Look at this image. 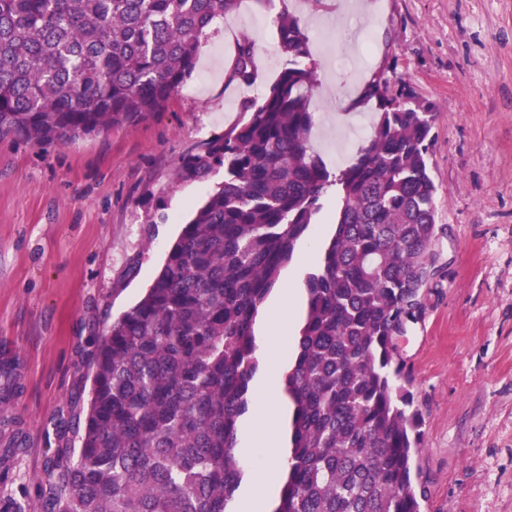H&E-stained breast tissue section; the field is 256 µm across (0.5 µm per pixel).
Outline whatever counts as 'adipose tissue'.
<instances>
[{
    "label": "adipose tissue",
    "instance_id": "obj_1",
    "mask_svg": "<svg viewBox=\"0 0 512 512\" xmlns=\"http://www.w3.org/2000/svg\"><path fill=\"white\" fill-rule=\"evenodd\" d=\"M294 340L292 327L275 323L256 339V356L265 363L266 371L258 381L257 398L246 437V452L238 453L240 464L247 470L251 487L233 502L234 512H271V496L283 483L287 459L280 451V426L284 418L286 399L283 395V377L270 366L272 354L287 357Z\"/></svg>",
    "mask_w": 512,
    "mask_h": 512
}]
</instances>
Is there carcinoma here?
<instances>
[{"label":"carcinoma","mask_w":512,"mask_h":512,"mask_svg":"<svg viewBox=\"0 0 512 512\" xmlns=\"http://www.w3.org/2000/svg\"><path fill=\"white\" fill-rule=\"evenodd\" d=\"M237 0H0V136L66 145L159 111L195 69L200 38ZM287 57L246 119L189 153L179 180L224 182L185 224L144 296L94 341L83 417L55 424L44 512H230L237 447L260 363L255 324L298 241L336 188L335 232L305 280L307 309L284 376L288 471L273 512H421L414 457L422 418L395 385L394 338L434 275L435 112L406 85L374 83L376 121L333 172L310 134L308 37L278 23ZM227 81L258 79L238 42ZM0 512H36L12 496Z\"/></svg>","instance_id":"obj_1"}]
</instances>
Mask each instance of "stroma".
Segmentation results:
<instances>
[{
    "label": "stroma",
    "mask_w": 512,
    "mask_h": 512,
    "mask_svg": "<svg viewBox=\"0 0 512 512\" xmlns=\"http://www.w3.org/2000/svg\"><path fill=\"white\" fill-rule=\"evenodd\" d=\"M340 0H240L201 39L197 67L146 118L68 145L0 138V362H14L0 402V495L37 500L54 424L91 368L103 333L150 285L193 209L223 182L179 181L183 156L239 118L286 63L275 6L301 21L322 98L312 144L343 168L370 134L374 105L334 110L336 80L352 96L383 78L433 107L430 169L440 255L423 311L395 343L421 410V512H512V0H366L375 19L366 68L340 76L330 57L356 52L337 28ZM251 40L259 78L227 84L235 39ZM297 244L301 274L323 260L336 197Z\"/></svg>",
    "instance_id": "obj_1"
}]
</instances>
